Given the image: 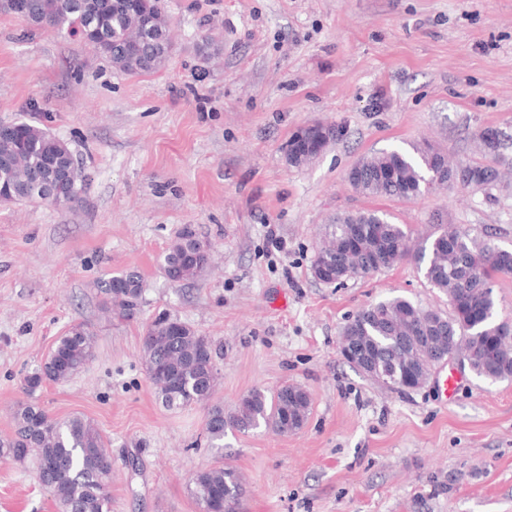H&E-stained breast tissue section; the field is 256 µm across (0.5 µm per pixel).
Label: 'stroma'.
I'll use <instances>...</instances> for the list:
<instances>
[{
	"instance_id": "obj_1",
	"label": "stroma",
	"mask_w": 512,
	"mask_h": 512,
	"mask_svg": "<svg viewBox=\"0 0 512 512\" xmlns=\"http://www.w3.org/2000/svg\"><path fill=\"white\" fill-rule=\"evenodd\" d=\"M173 51L129 74L68 31L0 13V123L41 122L68 143L86 185L78 203H0V435L25 375L71 327L95 357L37 396L57 420L81 415L112 453V512H199L189 480L238 471L241 512H512V380L463 374L394 392L340 353L348 316L404 296L447 309L406 261L336 287L312 265L330 220L377 207L413 243L443 225L512 249V182L492 196L438 189L372 200L347 173L362 156L429 140L478 160L473 136H512V0H160ZM344 134L288 165L312 122ZM210 245L198 279L174 284L160 258L184 227ZM275 229L280 244L267 234ZM139 272L138 315L113 317L99 283ZM167 312L221 351L214 400L304 387L303 427L227 432L209 447L206 409L170 410L143 362L146 324ZM139 472L129 476L128 455ZM0 512H56L31 467L0 459Z\"/></svg>"
}]
</instances>
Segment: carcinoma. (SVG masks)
Returning <instances> with one entry per match:
<instances>
[{
  "label": "carcinoma",
  "mask_w": 512,
  "mask_h": 512,
  "mask_svg": "<svg viewBox=\"0 0 512 512\" xmlns=\"http://www.w3.org/2000/svg\"><path fill=\"white\" fill-rule=\"evenodd\" d=\"M22 21L34 28H66L112 63L133 74L153 73L167 61L172 44L169 23L159 0H28ZM0 135V184L13 189L8 203L43 202L52 188L37 180L51 165L75 171L76 183L58 189L56 205L69 207L80 199L85 180L68 144L46 128L21 121L7 125ZM340 135L334 124L316 123L292 133L286 161L300 166L314 155L317 141L326 148ZM482 159L452 162L431 143L416 144L413 152L393 149L361 157L349 170L353 189L372 198L411 201L444 186L472 189L486 195L499 188L505 158V135L494 128L475 133ZM454 241V252L442 239ZM326 278L348 272L363 276L413 259L428 284L448 299L450 312L425 308L403 296L386 298L358 310L342 327L341 335L376 352L383 373L390 375L406 359H413L426 381L448 354L465 362L478 378L492 383L512 379V323L498 319L493 290L501 277L512 276V249L491 245L463 228H444L416 247L408 230L380 209L338 213L329 224L324 247ZM209 259L196 232L184 228L167 249L161 269L170 282H190L204 271ZM145 292L136 271L111 275L100 282V293L115 315L131 319L140 311ZM499 343L494 356L480 354L482 346ZM96 336L81 326L60 337L41 367L23 379L28 400L19 404L11 432L0 436V458L24 464L36 459L35 478L54 496L57 512H111L108 491L112 457L105 441L82 416L55 420L36 400L46 382H63L93 358ZM144 363L157 398L168 407L207 406L205 433L212 448L224 447L227 430L248 432L265 427L279 434L299 430L310 403L300 402L302 387L284 384L268 395L260 389L245 394L230 412L211 403L215 390L216 347L178 318L161 313L147 326ZM190 493L201 510L240 512L244 486L233 468L197 471Z\"/></svg>",
  "instance_id": "cac0c4a2"
}]
</instances>
